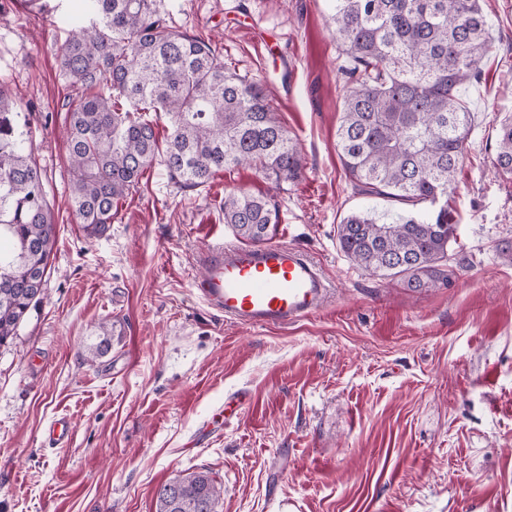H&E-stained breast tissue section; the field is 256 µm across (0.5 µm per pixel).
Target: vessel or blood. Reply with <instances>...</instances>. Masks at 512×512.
Masks as SVG:
<instances>
[{"mask_svg": "<svg viewBox=\"0 0 512 512\" xmlns=\"http://www.w3.org/2000/svg\"><path fill=\"white\" fill-rule=\"evenodd\" d=\"M200 261L198 296L245 326H285L307 319L322 310L333 292L309 258L281 243L215 247Z\"/></svg>", "mask_w": 512, "mask_h": 512, "instance_id": "1", "label": "vessel or blood"}]
</instances>
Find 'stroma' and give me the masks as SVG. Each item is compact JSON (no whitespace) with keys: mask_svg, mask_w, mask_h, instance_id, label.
Wrapping results in <instances>:
<instances>
[{"mask_svg":"<svg viewBox=\"0 0 512 512\" xmlns=\"http://www.w3.org/2000/svg\"><path fill=\"white\" fill-rule=\"evenodd\" d=\"M76 0H0V75L22 97L57 240L45 296L0 347V512H155L186 471L224 486L222 512H512V180L494 168L512 115V0H482L492 50L463 98L473 114L448 207L460 242L451 287L411 290L341 251L336 226L398 203L356 189L336 149L348 61L331 0H157L179 31L264 83L304 158L274 192L251 168L183 190L150 169L100 236L69 203L57 53ZM276 194L277 242L331 282L322 311L281 327L225 319L198 297L200 252L239 244L224 196ZM112 349L83 360L98 327ZM244 405L202 428L229 395ZM68 418L71 438L45 429Z\"/></svg>","mask_w":512,"mask_h":512,"instance_id":"obj_1","label":"stroma"}]
</instances>
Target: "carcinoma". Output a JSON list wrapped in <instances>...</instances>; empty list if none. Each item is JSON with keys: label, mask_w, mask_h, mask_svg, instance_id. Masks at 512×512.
<instances>
[{"label": "carcinoma", "mask_w": 512, "mask_h": 512, "mask_svg": "<svg viewBox=\"0 0 512 512\" xmlns=\"http://www.w3.org/2000/svg\"><path fill=\"white\" fill-rule=\"evenodd\" d=\"M85 23L61 46L59 68L77 90L68 111L70 205L101 235L116 204L158 165L181 189L249 166L276 188L302 173L261 85L224 65L211 43L176 31L156 0H81ZM336 42L350 66L336 148L357 187L411 211L385 221L352 213L340 249L359 267L412 289L448 287V245L458 225L448 195L471 130L458 88L480 77L491 38L480 0H332ZM142 112H161L159 143ZM495 169L512 178V117L499 128ZM427 204L432 210H421ZM224 223L251 244L279 224L272 196H224ZM56 224L46 174L33 157L29 113L0 78V346L44 299ZM86 360L112 347L113 325ZM224 487L207 471L179 474L156 492V512H221Z\"/></svg>", "instance_id": "cac0c4a2"}]
</instances>
